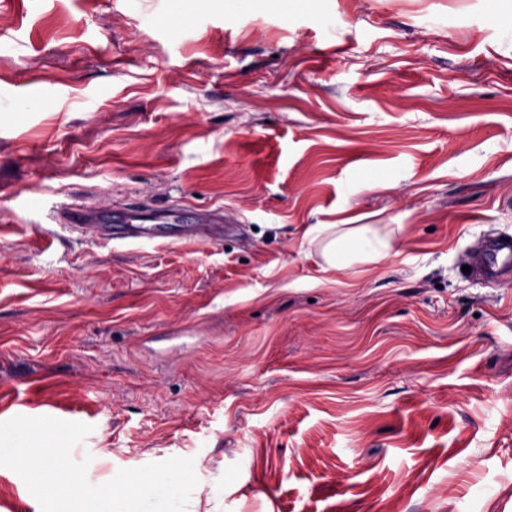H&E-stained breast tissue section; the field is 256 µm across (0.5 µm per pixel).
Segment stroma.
Instances as JSON below:
<instances>
[{"label":"stroma","instance_id":"1","mask_svg":"<svg viewBox=\"0 0 512 512\" xmlns=\"http://www.w3.org/2000/svg\"><path fill=\"white\" fill-rule=\"evenodd\" d=\"M0 0V421L218 512H512V0ZM224 211L92 242L59 206ZM313 224H392L326 269ZM224 211L213 210L197 213L194 224H187L181 231V235L189 240L207 243L218 240L220 233L218 228H224ZM465 264H471L483 281L493 287L512 281V237L496 238L476 256L470 253Z\"/></svg>","mask_w":512,"mask_h":512}]
</instances>
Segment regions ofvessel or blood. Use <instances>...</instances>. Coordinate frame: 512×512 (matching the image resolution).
Masks as SVG:
<instances>
[{
	"label": "vessel or blood",
	"instance_id": "obj_1",
	"mask_svg": "<svg viewBox=\"0 0 512 512\" xmlns=\"http://www.w3.org/2000/svg\"><path fill=\"white\" fill-rule=\"evenodd\" d=\"M153 213L150 205L131 207L122 203L108 206H86L69 204L56 212L58 223L91 240L143 239L160 236L158 226L149 219ZM224 223L220 210L197 214L194 223L182 230L184 238L202 243L216 241ZM466 263L471 264L483 281L493 287L512 281V237L494 239L481 252L467 255Z\"/></svg>",
	"mask_w": 512,
	"mask_h": 512
}]
</instances>
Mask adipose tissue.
Instances as JSON below:
<instances>
[{
    "label": "adipose tissue",
    "mask_w": 512,
    "mask_h": 512,
    "mask_svg": "<svg viewBox=\"0 0 512 512\" xmlns=\"http://www.w3.org/2000/svg\"><path fill=\"white\" fill-rule=\"evenodd\" d=\"M302 240L318 246L327 268L336 271L379 263L392 252L391 235H376L366 224H314L305 229Z\"/></svg>",
    "instance_id": "adipose-tissue-1"
}]
</instances>
